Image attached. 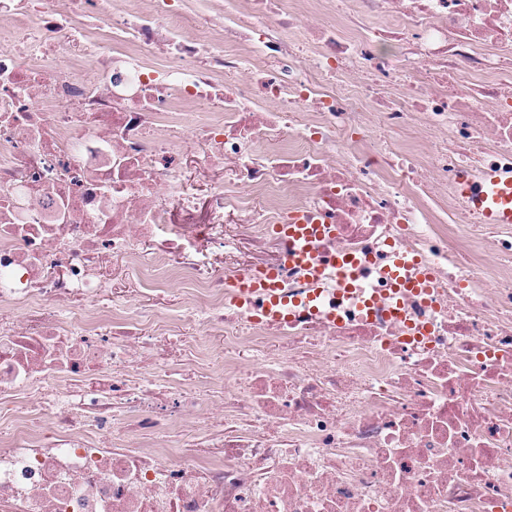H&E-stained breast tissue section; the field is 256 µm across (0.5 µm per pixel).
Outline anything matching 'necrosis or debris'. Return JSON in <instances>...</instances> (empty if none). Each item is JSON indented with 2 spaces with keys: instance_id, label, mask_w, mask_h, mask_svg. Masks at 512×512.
I'll return each instance as SVG.
<instances>
[{
  "instance_id": "obj_1",
  "label": "necrosis or debris",
  "mask_w": 512,
  "mask_h": 512,
  "mask_svg": "<svg viewBox=\"0 0 512 512\" xmlns=\"http://www.w3.org/2000/svg\"><path fill=\"white\" fill-rule=\"evenodd\" d=\"M462 169L512 171V0H0V512H512V226ZM297 216L375 267L268 323L226 289L307 292ZM394 248L430 294L362 308Z\"/></svg>"
}]
</instances>
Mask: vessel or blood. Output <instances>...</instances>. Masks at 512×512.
<instances>
[{
  "label": "vessel or blood",
  "instance_id": "obj_1",
  "mask_svg": "<svg viewBox=\"0 0 512 512\" xmlns=\"http://www.w3.org/2000/svg\"><path fill=\"white\" fill-rule=\"evenodd\" d=\"M458 192L467 204L480 214L487 224H512V175L505 176L495 171L481 175L462 174L458 180ZM295 245L292 259L308 267L313 282L304 303L317 308L323 290L322 267L312 250L314 241L327 238L334 232L330 224H285L281 227ZM367 264L356 256H342L336 260V283L340 291L352 289ZM384 277L391 283L395 293L411 291L417 294L427 292V272H412L410 263L402 255H394L383 267ZM275 272L262 276H245L232 282L229 292L233 301L247 309L257 318L280 321L286 317V299L278 294L274 284Z\"/></svg>",
  "mask_w": 512,
  "mask_h": 512
}]
</instances>
